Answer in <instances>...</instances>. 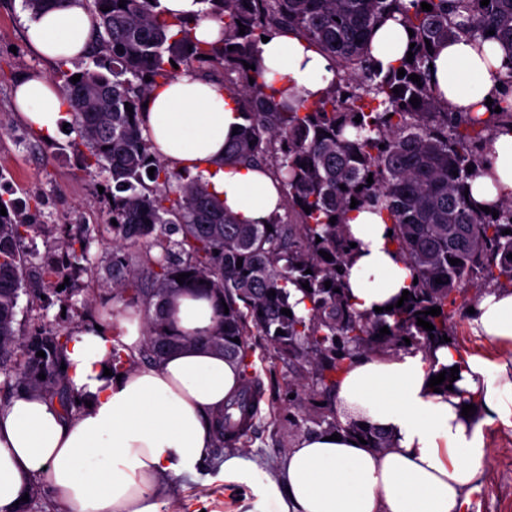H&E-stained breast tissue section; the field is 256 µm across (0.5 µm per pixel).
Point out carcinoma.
<instances>
[{"label":"carcinoma","mask_w":512,"mask_h":512,"mask_svg":"<svg viewBox=\"0 0 512 512\" xmlns=\"http://www.w3.org/2000/svg\"><path fill=\"white\" fill-rule=\"evenodd\" d=\"M423 1L432 10H422ZM200 3L203 9L189 22L166 14L160 0H126L123 8L119 0H93L88 5L94 30L88 59L93 68L78 70L76 83L74 72L61 67L56 72L85 147L81 170L89 175L108 172L106 191L111 194V218L117 222L108 267L112 299L146 308L144 346L136 355L113 347V369L131 367L139 359L158 361L179 346L198 342L236 359L241 391L217 417L218 442L232 446L251 428L257 413L247 342L256 333L275 354L304 368L288 384V393L294 395L288 400L294 410L291 422L313 407V423L320 430L351 431L373 448H388L389 436L338 418L339 371L360 354L427 355L446 345L455 348L453 316L463 285L483 292L512 287V259L507 258L512 233L502 234L512 230V196L500 202L495 218L464 195L469 180L483 167L492 136L512 132V65L498 75L502 95L489 112H454L442 105L428 71L433 50L451 37L473 39L480 53L487 40L512 47V0H490L486 6L480 0ZM395 15L413 31L414 56L412 62L404 58L384 72L373 64L368 36L376 24ZM200 20L221 24L218 44L203 47L194 41L191 31ZM241 24L246 26L243 35ZM489 30L495 34H487ZM283 33L335 61L334 78L318 98L282 101L267 83L259 44L264 37ZM247 63L255 69L245 67ZM184 69L218 82L235 97L246 124L224 147L225 160L273 174L288 219L276 214L267 226L237 221L210 192L203 174L175 171L152 150L142 135V102L154 87ZM402 69L406 74L400 77ZM411 74L421 77V83L413 82ZM395 87L400 93L392 92ZM412 97L420 99L418 106H412ZM358 115L359 123L354 121ZM353 198L360 207L387 213L391 242L418 280L401 307L363 314L348 302L346 277L353 248L344 217ZM1 206L7 215H0V370L13 373L19 386L58 401L70 415L76 405L61 369L69 330H42L25 341L14 328L27 267L24 241L37 228V214H26L2 197ZM176 233L181 240L172 239ZM90 240L84 232L62 240L58 249L72 264L87 262ZM451 259L460 263L453 265ZM181 273L189 274L182 284L176 280ZM438 278L442 283H436ZM326 281L331 288L325 287ZM306 282L308 291L302 287ZM185 292L216 303L217 320L208 335L167 330L166 305ZM297 294L306 303L304 315L295 310ZM431 307L441 308V314H424ZM283 308L292 316L282 314ZM419 317L434 330L418 326ZM384 326L389 333L382 336ZM39 351L45 356H36Z\"/></svg>","instance_id":"1"}]
</instances>
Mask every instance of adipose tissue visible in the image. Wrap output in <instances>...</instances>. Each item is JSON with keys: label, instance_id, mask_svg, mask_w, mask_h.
<instances>
[{"label": "adipose tissue", "instance_id": "obj_1", "mask_svg": "<svg viewBox=\"0 0 512 512\" xmlns=\"http://www.w3.org/2000/svg\"><path fill=\"white\" fill-rule=\"evenodd\" d=\"M25 42L53 63L85 56L93 26L81 0L51 6L24 23ZM410 43L407 28L389 20L371 38L382 69L396 66ZM265 75L282 90L315 98L333 76V61L304 41L279 35L261 43ZM430 79L456 112L500 93L497 75L512 63V50L472 39H449L430 59ZM140 118L157 155L179 171L204 173L211 192L245 224L268 223L280 193L267 173L224 161V147L241 126L236 101L192 71L158 85ZM14 110L28 127L52 139L67 111L53 80L34 74L14 88ZM485 172L471 195L485 206L512 193V134L490 143ZM386 216L368 208L346 215L356 245L347 276L348 299L358 311L387 306L409 288L411 273L388 235ZM468 326L496 354L464 355L438 349L396 356H360L337 375L336 400L343 418L383 431L392 447L377 450L352 435L325 440L304 435L270 473L241 451L224 456L225 486L240 501L237 512H468V495L488 462L485 430L512 429V289L483 294ZM215 321L210 298L179 296L169 307L173 332L206 335ZM145 339L142 311L114 305L100 327L71 330L64 348L66 382L86 402L75 416L58 403L24 390L0 407V512H19L18 500L42 483L67 512H167V491L178 479L196 477L215 446V417L237 393L236 361L205 346L173 349L162 361L105 375L112 347L129 350ZM461 364L458 391L433 392L428 382L443 365ZM476 410L464 417V397Z\"/></svg>", "mask_w": 512, "mask_h": 512}]
</instances>
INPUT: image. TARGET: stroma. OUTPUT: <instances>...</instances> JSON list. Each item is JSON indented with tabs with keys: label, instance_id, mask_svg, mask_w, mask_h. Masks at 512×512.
<instances>
[{
	"label": "stroma",
	"instance_id": "stroma-1",
	"mask_svg": "<svg viewBox=\"0 0 512 512\" xmlns=\"http://www.w3.org/2000/svg\"><path fill=\"white\" fill-rule=\"evenodd\" d=\"M29 14L23 0H0V196L18 205H39L40 223L26 239L29 264L27 281H34L44 253L55 251L59 241L90 231V260L73 266L64 289L42 286L38 292L21 291L15 327L28 338L38 325L74 328L105 318L112 300L105 283L112 253L110 199L101 187L106 173L87 175L79 168L77 132H58L47 141L27 127L13 110L17 80L27 74H54V65L32 53L23 40V19ZM254 370L261 400L254 427L244 451L267 471L304 434L309 424L288 422L286 392L294 376L291 363L277 358L263 337H250ZM490 461L471 491L470 512H512V430L493 429L487 435ZM223 449L196 480L180 479L170 488V512H236L238 502L228 496L220 476Z\"/></svg>",
	"mask_w": 512,
	"mask_h": 512
}]
</instances>
